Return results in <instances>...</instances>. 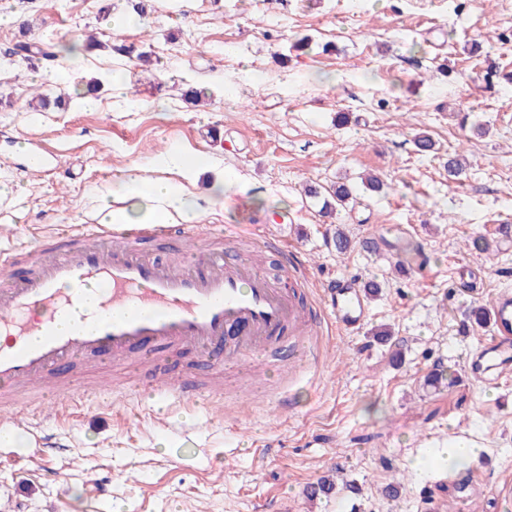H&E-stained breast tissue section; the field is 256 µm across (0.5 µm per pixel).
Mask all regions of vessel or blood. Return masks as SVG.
Listing matches in <instances>:
<instances>
[{"mask_svg":"<svg viewBox=\"0 0 512 512\" xmlns=\"http://www.w3.org/2000/svg\"><path fill=\"white\" fill-rule=\"evenodd\" d=\"M160 237L188 246L183 224H82L37 239L24 257L0 254V425L27 426L29 409L20 391L74 401L89 386L74 367L85 361L111 368L151 370V390L170 404L199 401L203 389L172 376L158 349L193 350L220 377L241 379L266 348L287 345L288 377L298 378L315 360L314 333L333 320L347 334L365 322L368 302L359 279L341 275L322 281L315 303L303 288H278L249 258L225 259L223 248L202 251L181 264L142 256L140 241ZM266 248L282 251L294 272L305 266L286 239L267 234ZM96 287L104 316L92 330H60L72 304L63 286ZM491 336L468 370L488 379L502 344L512 340V291H498L491 309Z\"/></svg>","mask_w":512,"mask_h":512,"instance_id":"b4317fda","label":"vessel or blood"}]
</instances>
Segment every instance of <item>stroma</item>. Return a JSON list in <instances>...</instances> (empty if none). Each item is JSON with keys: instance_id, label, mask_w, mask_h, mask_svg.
I'll return each instance as SVG.
<instances>
[{"instance_id": "obj_1", "label": "stroma", "mask_w": 512, "mask_h": 512, "mask_svg": "<svg viewBox=\"0 0 512 512\" xmlns=\"http://www.w3.org/2000/svg\"><path fill=\"white\" fill-rule=\"evenodd\" d=\"M134 2L0 0L6 45L103 43L67 80L57 62L0 55V249L95 223L104 194L142 221L118 178L177 180L151 162L178 152L205 164L182 183L200 212L196 246L232 226L251 255L277 234L305 257L310 284L345 274L381 292L359 332L325 329L323 361L290 410L273 365H256L220 409H171L141 384L126 400L101 374L77 422L48 424L61 454L0 446V512H512L500 495L512 482V364L492 381L467 373L489 335L468 311L512 288V235L499 232L512 222V0H150L145 18L113 27ZM116 73L126 96L112 93ZM90 75L105 84L94 108L25 111L34 87L71 90ZM187 85L212 105L186 102ZM420 132L432 152L417 151ZM35 150L44 171L28 167ZM454 152L466 171L452 180ZM368 173L382 192L363 187ZM342 179L353 203L322 215L306 187ZM340 231L352 240L342 254ZM369 235L376 249L362 247ZM439 363L453 385L426 386ZM457 437L481 446L480 482L426 465ZM324 477L336 493L309 500Z\"/></svg>"}]
</instances>
